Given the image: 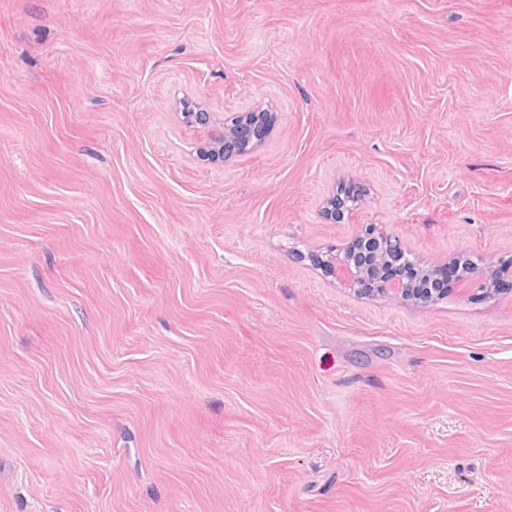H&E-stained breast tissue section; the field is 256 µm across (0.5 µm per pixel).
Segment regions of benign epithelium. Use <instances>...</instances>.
I'll use <instances>...</instances> for the list:
<instances>
[{
  "instance_id": "7a95c632",
  "label": "benign epithelium",
  "mask_w": 512,
  "mask_h": 512,
  "mask_svg": "<svg viewBox=\"0 0 512 512\" xmlns=\"http://www.w3.org/2000/svg\"><path fill=\"white\" fill-rule=\"evenodd\" d=\"M271 119L262 112L233 113L224 118L223 127L207 135L204 150L211 156L231 158L252 152L268 135ZM356 189L349 186L327 201L325 215L333 221L344 218L350 211L349 202L356 198ZM401 241L384 235L368 225L353 239L346 250L349 260L332 256L320 261L327 276L357 290L360 294L380 295L390 300L430 303L440 297L430 283L440 272L430 268L412 280L405 277H387L384 269L391 262L405 259Z\"/></svg>"
}]
</instances>
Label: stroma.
Returning a JSON list of instances; mask_svg holds the SVG:
<instances>
[{"instance_id":"1","label":"stroma","mask_w":512,"mask_h":512,"mask_svg":"<svg viewBox=\"0 0 512 512\" xmlns=\"http://www.w3.org/2000/svg\"><path fill=\"white\" fill-rule=\"evenodd\" d=\"M365 224L512 264V0H0V512H512V292ZM271 120L263 112L232 113L221 129L208 133L204 150L223 158L246 155L266 139ZM354 192H357L355 187L349 186L333 194L327 201V206L324 210L325 215L335 222L336 220H343L345 212L348 214L351 210L348 202H354L353 199L358 195H354ZM406 251L401 241L376 231L373 225H367L353 239L345 256L350 259L337 260L332 256L321 259L320 264L327 276L353 287L360 294L380 295L390 300L430 303L442 296L430 288V283L439 278L437 268L423 269L416 280L417 269L411 263L386 269V275H404L405 277H386L384 269L388 263L401 262ZM422 285L423 288H416Z\"/></svg>"}]
</instances>
